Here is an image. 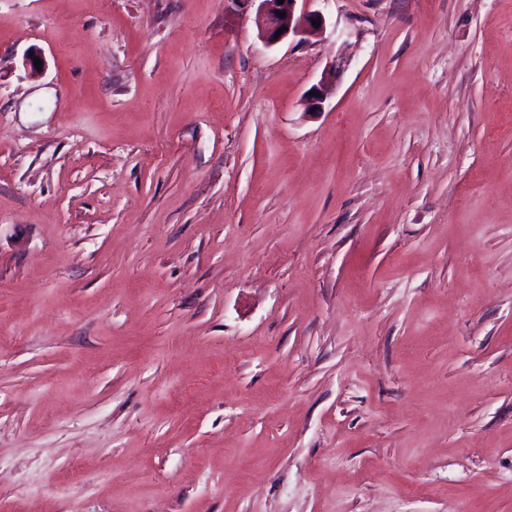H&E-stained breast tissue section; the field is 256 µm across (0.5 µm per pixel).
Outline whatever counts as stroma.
I'll return each instance as SVG.
<instances>
[{
  "instance_id": "1",
  "label": "stroma",
  "mask_w": 512,
  "mask_h": 512,
  "mask_svg": "<svg viewBox=\"0 0 512 512\" xmlns=\"http://www.w3.org/2000/svg\"><path fill=\"white\" fill-rule=\"evenodd\" d=\"M307 7L0 0V512H512V0ZM299 1L308 2L309 0H284L283 4H279V0H227L242 13H247L257 4L254 23L259 40L267 48L278 44L289 36L298 37L299 41H306L312 36L325 32L327 26L325 16L319 11L301 10L298 12ZM277 11L284 12L285 17L278 16ZM317 18H320L319 28L313 25V20ZM282 27H287V30L276 37L277 31Z\"/></svg>"
}]
</instances>
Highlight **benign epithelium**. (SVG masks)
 <instances>
[{"label":"benign epithelium","instance_id":"obj_1","mask_svg":"<svg viewBox=\"0 0 512 512\" xmlns=\"http://www.w3.org/2000/svg\"><path fill=\"white\" fill-rule=\"evenodd\" d=\"M238 11L242 13L255 9L254 23L258 31V38L261 43L270 48L289 36L305 41L312 36L321 35L325 32L327 21L319 11L302 10L297 11L299 0H229ZM285 13L280 17L277 12ZM320 19V26L313 25V20ZM284 29L282 34H277L279 29Z\"/></svg>","mask_w":512,"mask_h":512}]
</instances>
